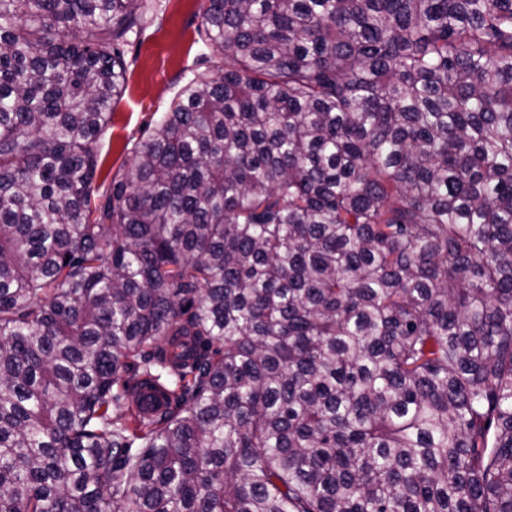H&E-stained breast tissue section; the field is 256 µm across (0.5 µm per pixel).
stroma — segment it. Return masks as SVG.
<instances>
[{"label": "stroma", "mask_w": 512, "mask_h": 512, "mask_svg": "<svg viewBox=\"0 0 512 512\" xmlns=\"http://www.w3.org/2000/svg\"><path fill=\"white\" fill-rule=\"evenodd\" d=\"M147 19L124 48L127 88L100 136L105 167L120 169L135 144L198 72L224 68V58L198 34L208 0H146Z\"/></svg>", "instance_id": "1"}]
</instances>
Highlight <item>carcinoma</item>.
<instances>
[{
  "label": "carcinoma",
  "mask_w": 512,
  "mask_h": 512,
  "mask_svg": "<svg viewBox=\"0 0 512 512\" xmlns=\"http://www.w3.org/2000/svg\"><path fill=\"white\" fill-rule=\"evenodd\" d=\"M208 2L96 198L143 0H0V512H512V0ZM132 395L138 412L145 417L155 416L167 407L165 393L157 388L140 384L132 391Z\"/></svg>",
  "instance_id": "1"
}]
</instances>
